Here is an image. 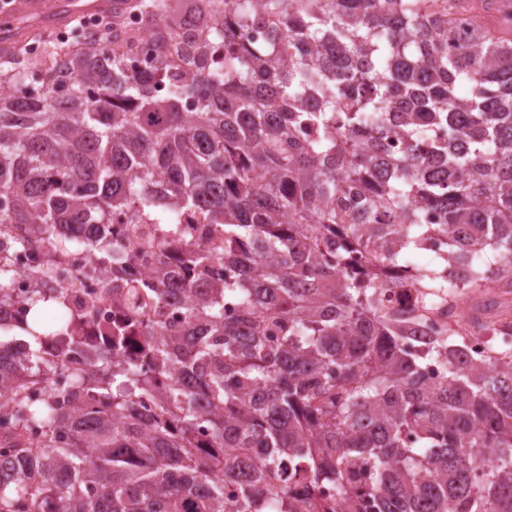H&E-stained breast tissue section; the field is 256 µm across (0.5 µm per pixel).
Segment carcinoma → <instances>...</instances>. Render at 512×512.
I'll list each match as a JSON object with an SVG mask.
<instances>
[{"instance_id": "obj_1", "label": "carcinoma", "mask_w": 512, "mask_h": 512, "mask_svg": "<svg viewBox=\"0 0 512 512\" xmlns=\"http://www.w3.org/2000/svg\"><path fill=\"white\" fill-rule=\"evenodd\" d=\"M494 12L496 23L485 21ZM140 27L0 62V225L91 243L124 283L118 317L70 367L68 288H33L27 352L0 326V437L40 451L0 480V512H512V11L494 0H136ZM262 25L254 42L250 25ZM149 31L169 58L136 69ZM191 100L196 109L182 110ZM448 240L443 278L409 282L418 316L483 298L428 355L402 349L383 271ZM184 242L183 325L161 315L171 271L140 288L136 251ZM356 244L367 268L356 270ZM230 271L228 279L224 271ZM14 275L0 262V306ZM238 303L224 316V299ZM485 337L472 362L467 339ZM143 340L146 371L113 353ZM442 367L428 385L419 367ZM153 401L148 412L142 402ZM268 448L224 504L235 457ZM484 449L478 462L473 449ZM71 471L67 483L54 472Z\"/></svg>"}]
</instances>
